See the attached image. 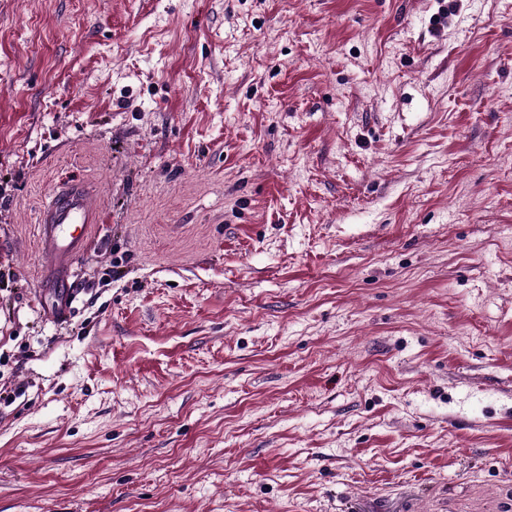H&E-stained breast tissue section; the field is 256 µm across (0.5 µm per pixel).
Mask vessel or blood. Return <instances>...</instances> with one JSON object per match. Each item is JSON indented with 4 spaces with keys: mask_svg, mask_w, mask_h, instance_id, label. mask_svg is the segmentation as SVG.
<instances>
[{
    "mask_svg": "<svg viewBox=\"0 0 512 512\" xmlns=\"http://www.w3.org/2000/svg\"><path fill=\"white\" fill-rule=\"evenodd\" d=\"M100 200L79 181L60 185L40 209L37 237L45 260L44 280H66L73 261L81 256L99 218Z\"/></svg>",
    "mask_w": 512,
    "mask_h": 512,
    "instance_id": "1",
    "label": "vessel or blood"
}]
</instances>
